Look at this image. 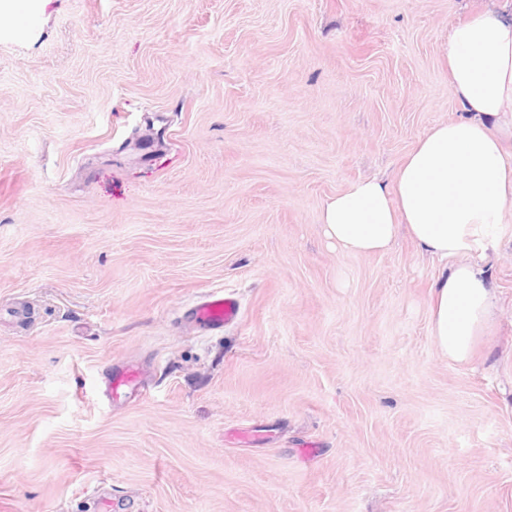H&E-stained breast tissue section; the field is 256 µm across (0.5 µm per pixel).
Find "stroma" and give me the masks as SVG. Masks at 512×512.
Segmentation results:
<instances>
[{"label": "stroma", "instance_id": "stroma-1", "mask_svg": "<svg viewBox=\"0 0 512 512\" xmlns=\"http://www.w3.org/2000/svg\"><path fill=\"white\" fill-rule=\"evenodd\" d=\"M512 0H28L0 20V512H512V205L470 363L441 262L340 253ZM224 289L237 323L188 318ZM145 375L110 401L118 364Z\"/></svg>", "mask_w": 512, "mask_h": 512}]
</instances>
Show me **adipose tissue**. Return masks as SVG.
Instances as JSON below:
<instances>
[{
	"label": "adipose tissue",
	"instance_id": "ef3b65f1",
	"mask_svg": "<svg viewBox=\"0 0 512 512\" xmlns=\"http://www.w3.org/2000/svg\"><path fill=\"white\" fill-rule=\"evenodd\" d=\"M442 51L460 116L418 137L392 184L358 180L328 198L321 221L347 253L385 252L404 231L450 262L434 284L430 330L442 355L465 362L493 328L488 252L512 203V14L470 15L451 27Z\"/></svg>",
	"mask_w": 512,
	"mask_h": 512
}]
</instances>
